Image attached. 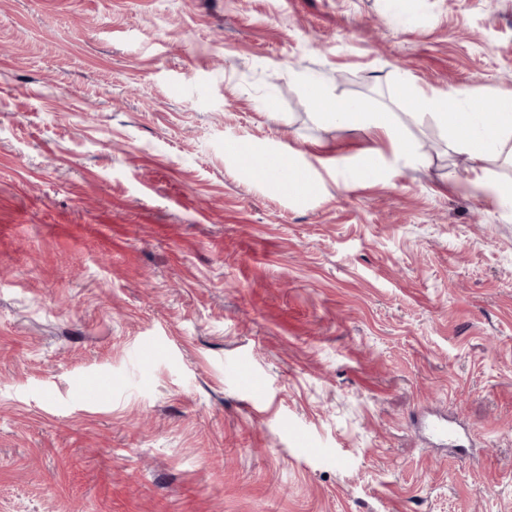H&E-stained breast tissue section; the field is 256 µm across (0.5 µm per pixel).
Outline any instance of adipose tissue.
I'll return each instance as SVG.
<instances>
[{"instance_id":"ef3b65f1","label":"adipose tissue","mask_w":512,"mask_h":512,"mask_svg":"<svg viewBox=\"0 0 512 512\" xmlns=\"http://www.w3.org/2000/svg\"><path fill=\"white\" fill-rule=\"evenodd\" d=\"M401 99L404 104L415 103L425 107L447 130L451 142L463 144L474 163H482L495 154L504 139L512 137V98L496 100L492 111L480 112L449 110L448 101L452 98L470 99L471 94L464 89H451L445 92H425L414 84L408 75L398 78ZM312 107L329 120L350 127L363 128L371 135V144L365 153L377 156L382 144H389L399 155H411L412 149L391 120L389 113L371 112L361 103H353L328 96L318 86L308 91Z\"/></svg>"}]
</instances>
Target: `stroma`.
<instances>
[{"label":"stroma","instance_id":"obj_1","mask_svg":"<svg viewBox=\"0 0 512 512\" xmlns=\"http://www.w3.org/2000/svg\"><path fill=\"white\" fill-rule=\"evenodd\" d=\"M401 73L512 97V0H0V512H512V140L472 188ZM308 95L317 111L314 113L339 124L368 130L372 145L366 148V155L378 157L381 154L380 144L388 143L396 154L413 156L409 143L391 120L390 112H369L364 104L330 97L319 86L309 87Z\"/></svg>","mask_w":512,"mask_h":512}]
</instances>
